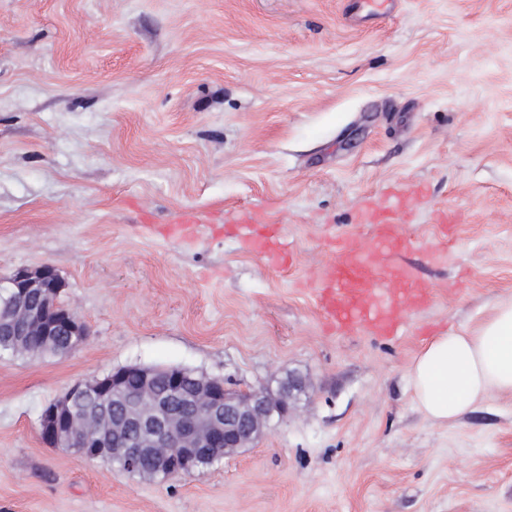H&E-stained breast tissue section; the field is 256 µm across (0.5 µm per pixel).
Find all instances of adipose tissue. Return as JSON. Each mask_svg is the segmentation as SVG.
<instances>
[{
  "label": "adipose tissue",
  "instance_id": "adipose-tissue-1",
  "mask_svg": "<svg viewBox=\"0 0 512 512\" xmlns=\"http://www.w3.org/2000/svg\"><path fill=\"white\" fill-rule=\"evenodd\" d=\"M413 402L447 423L489 394L512 393V299L469 335L449 331L428 342L409 368Z\"/></svg>",
  "mask_w": 512,
  "mask_h": 512
}]
</instances>
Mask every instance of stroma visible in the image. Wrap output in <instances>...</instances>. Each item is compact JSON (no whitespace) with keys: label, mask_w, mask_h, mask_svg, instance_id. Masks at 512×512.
<instances>
[{"label":"stroma","mask_w":512,"mask_h":512,"mask_svg":"<svg viewBox=\"0 0 512 512\" xmlns=\"http://www.w3.org/2000/svg\"><path fill=\"white\" fill-rule=\"evenodd\" d=\"M354 2L0 0V275L53 265L89 329L65 356L0 352V512H512V395L437 424L407 382L426 341L512 296V0L368 22ZM398 187L407 252L359 221ZM187 213L200 230L172 237ZM243 213L288 261L244 248ZM337 240L428 288L398 333L326 328ZM134 364L306 387L168 481L41 440L46 403Z\"/></svg>","instance_id":"1"}]
</instances>
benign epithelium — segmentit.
Returning <instances> with one entry per match:
<instances>
[{
	"instance_id": "7a95c632",
	"label": "benign epithelium",
	"mask_w": 512,
	"mask_h": 512,
	"mask_svg": "<svg viewBox=\"0 0 512 512\" xmlns=\"http://www.w3.org/2000/svg\"><path fill=\"white\" fill-rule=\"evenodd\" d=\"M65 287L51 264L0 276V296H6L0 306V331L54 336L63 329L78 337L75 346H80L87 326L68 309L57 318ZM129 372L141 378L132 392L123 386ZM160 382L166 392L157 396ZM304 388L302 378L290 376L275 393L264 388L240 393L222 378H190L180 368L130 365L112 371V403H102L99 415H80L76 402L87 395L105 396L103 380L79 382L44 406L40 434L48 446L69 448L87 460L107 452L130 470L148 460L170 479L196 471L204 452L223 459L250 447L274 420L288 416L296 393ZM106 430L112 432L110 446Z\"/></svg>"
}]
</instances>
